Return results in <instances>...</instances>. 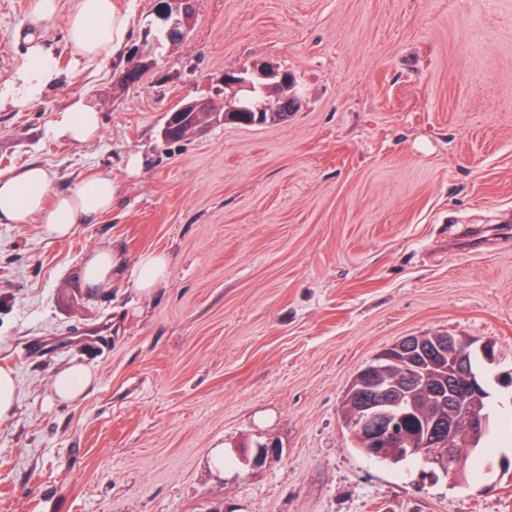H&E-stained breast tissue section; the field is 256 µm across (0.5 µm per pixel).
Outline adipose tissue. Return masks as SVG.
Masks as SVG:
<instances>
[{
    "label": "adipose tissue",
    "instance_id": "1",
    "mask_svg": "<svg viewBox=\"0 0 512 512\" xmlns=\"http://www.w3.org/2000/svg\"><path fill=\"white\" fill-rule=\"evenodd\" d=\"M60 0H32L27 25L19 32L25 45L16 77L0 86V107L34 103L58 75L55 55L44 42V31L59 12ZM67 46L75 60L103 59L123 47L130 28L129 12L115 0H78L67 17ZM100 117L95 106L77 99L68 110L57 113L46 134L54 140L83 143L94 138ZM118 196L111 177L98 174L81 180L74 188L59 190L45 166L31 164L0 177V224H42L47 237L58 239L110 212ZM165 253H143L128 268L127 279L143 295L164 285L168 273Z\"/></svg>",
    "mask_w": 512,
    "mask_h": 512
}]
</instances>
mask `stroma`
<instances>
[{"instance_id": "1", "label": "stroma", "mask_w": 512, "mask_h": 512, "mask_svg": "<svg viewBox=\"0 0 512 512\" xmlns=\"http://www.w3.org/2000/svg\"><path fill=\"white\" fill-rule=\"evenodd\" d=\"M118 2L124 51L74 62L61 0L57 81L0 110V177L39 163L60 189L119 185L63 240L0 224V368L18 384L0 512H512V470L376 462L342 420L356 372L405 337L489 340L512 362V0H195L183 41L150 50L131 86L159 0ZM29 3L0 0V84ZM227 72L250 87H219ZM285 73L287 118L162 139L185 98L276 111ZM82 94L98 137L48 139ZM98 247L122 270L165 252L168 279L150 296L122 271L91 288ZM71 364L97 382L60 402Z\"/></svg>"}]
</instances>
